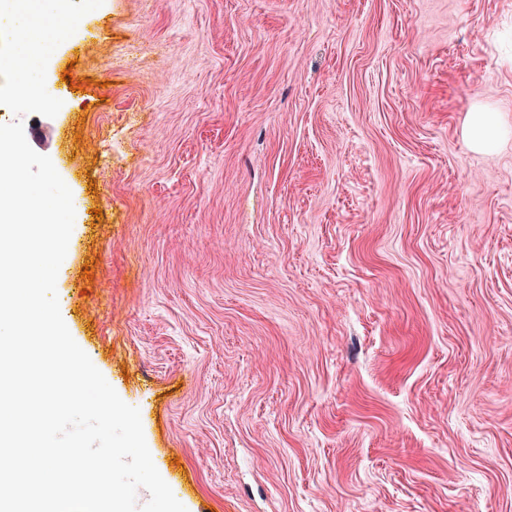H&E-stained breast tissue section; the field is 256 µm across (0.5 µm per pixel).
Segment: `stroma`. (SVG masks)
<instances>
[{"label":"stroma","instance_id":"1","mask_svg":"<svg viewBox=\"0 0 512 512\" xmlns=\"http://www.w3.org/2000/svg\"><path fill=\"white\" fill-rule=\"evenodd\" d=\"M46 87L59 308L187 512H512V0H104ZM494 112H472L467 137L470 146L479 152L496 149L508 136Z\"/></svg>","mask_w":512,"mask_h":512}]
</instances>
